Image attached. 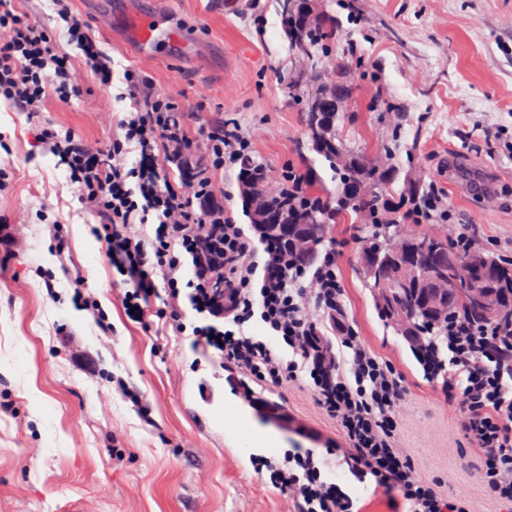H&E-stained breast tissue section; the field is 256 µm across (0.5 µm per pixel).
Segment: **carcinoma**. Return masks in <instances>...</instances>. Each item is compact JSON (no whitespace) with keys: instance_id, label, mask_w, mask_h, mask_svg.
Returning <instances> with one entry per match:
<instances>
[{"instance_id":"obj_1","label":"carcinoma","mask_w":512,"mask_h":512,"mask_svg":"<svg viewBox=\"0 0 512 512\" xmlns=\"http://www.w3.org/2000/svg\"><path fill=\"white\" fill-rule=\"evenodd\" d=\"M282 32L288 47L306 65L309 78L297 88L285 90L291 99L300 100L301 120L307 135L308 149L313 153L304 174V189L298 195L288 193V181L280 176L273 193L262 198V205L277 212L285 224H300L310 237L312 257L304 265H312L319 254V247L326 240L324 227L341 218L356 216L362 224L372 228L359 255L366 285L379 316L389 326L404 314V309L418 304L419 295L412 289L395 282L385 288L369 275L373 255L385 253L395 258L404 240L401 235L408 225L401 223L400 214L422 208L430 195V185L417 176L412 166V156L401 158L398 144H386L376 156L350 147L340 135L346 107L353 90L348 81L321 82L324 60L332 46L342 35V22L331 18L321 9L313 8L310 0H276ZM322 163L330 171L331 184L316 170ZM172 165L188 183H202L209 178L206 168L187 153L172 159ZM270 179L267 169L254 161L247 164L239 175L237 194L242 212L248 223L264 238L284 243L279 231L269 228L262 220L254 191L265 187ZM422 234L435 240L443 255H452L461 261L485 253L489 267L479 271L500 308L496 317L512 313V262L506 263L499 256L475 246L466 251L448 242V231L422 229ZM448 313L410 315L401 330L402 336L416 337L412 348L422 344L424 331L440 329L448 319L458 316L472 323H483L487 318L474 307L471 292L466 288L441 289Z\"/></svg>"}]
</instances>
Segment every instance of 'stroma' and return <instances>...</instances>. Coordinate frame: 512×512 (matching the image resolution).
Listing matches in <instances>:
<instances>
[{
  "label": "stroma",
  "instance_id": "35a3bbf8",
  "mask_svg": "<svg viewBox=\"0 0 512 512\" xmlns=\"http://www.w3.org/2000/svg\"><path fill=\"white\" fill-rule=\"evenodd\" d=\"M73 0L76 18L111 57L114 81L97 84L80 66L70 103L47 96L37 118L0 102V215L15 242L0 263V512H288L287 497L259 472L291 448L339 437L335 421L300 384L253 383L234 392L221 359L176 335L166 292L145 321L127 319L126 287L93 232L58 157L36 139L49 125L93 149L107 147L128 110L124 71L195 110L192 154L203 131L234 122L255 159L279 173L310 156L298 102L284 87L300 64L282 35L275 0H100L101 26ZM322 0L343 19L334 53L356 84L341 134L375 152L400 125L414 170L452 202L453 231L476 246L512 253V0ZM169 10L194 38L191 57L136 56L140 14ZM402 107L399 118L386 103ZM335 248L348 318L359 336L406 375L399 446L418 475L462 493L478 512H501L460 455L457 412L423 377L404 338L379 317L359 267L353 226L337 225ZM284 408L278 422L257 407Z\"/></svg>",
  "mask_w": 512,
  "mask_h": 512
}]
</instances>
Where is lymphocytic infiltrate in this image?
<instances>
[{
    "mask_svg": "<svg viewBox=\"0 0 512 512\" xmlns=\"http://www.w3.org/2000/svg\"><path fill=\"white\" fill-rule=\"evenodd\" d=\"M64 22L55 36L38 22L15 13L0 0V98L23 112L42 110L47 93L69 102L79 87L74 60L82 58L103 85L112 81L110 57L72 15L69 0H53ZM67 48H60L59 39ZM131 108L119 121L121 134L103 149H92L75 133L46 127L45 147L59 157L77 184L82 203L101 222L105 243L129 289L123 306L143 321L151 292L164 285L171 301L186 298L196 315L189 331L224 361L231 385L247 377L272 387L305 383L320 409L341 431L326 455L358 483L389 492V512H477L463 494L443 495L422 480L412 458L399 446L402 403L408 382L345 320V289L335 249L305 268L279 244L249 235L232 216L213 227L204 198L218 197L214 182H175L168 157L189 149L190 112L175 98L155 90L142 75L126 72ZM212 168L239 166L252 146L239 132L215 127L206 135ZM134 165H127L129 153ZM155 222L153 235L139 226ZM341 314L338 349L317 353L322 320ZM259 320L263 335L248 325ZM425 380L457 411L475 477L489 496L512 512V316L482 325L462 320L427 337L416 354ZM271 484L284 493L289 512H365L336 483L326 481L312 448L289 449L270 469Z\"/></svg>",
    "mask_w": 512,
    "mask_h": 512,
    "instance_id": "1",
    "label": "lymphocytic infiltrate"
}]
</instances>
